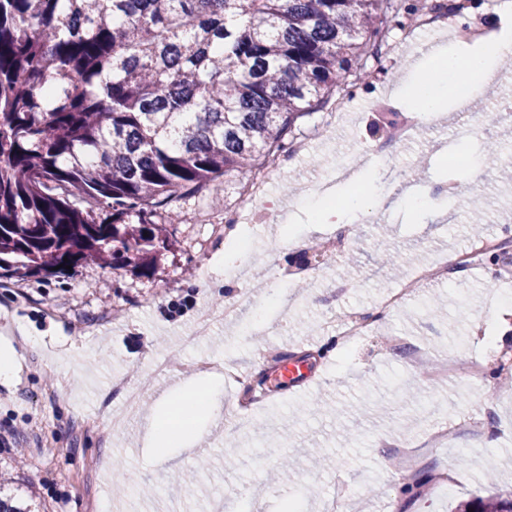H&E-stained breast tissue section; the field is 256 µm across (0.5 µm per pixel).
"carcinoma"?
Segmentation results:
<instances>
[{
	"label": "carcinoma",
	"instance_id": "1",
	"mask_svg": "<svg viewBox=\"0 0 512 512\" xmlns=\"http://www.w3.org/2000/svg\"><path fill=\"white\" fill-rule=\"evenodd\" d=\"M391 0H0V279L145 276L172 202L279 153ZM0 512H31L0 484ZM455 512H512V495Z\"/></svg>",
	"mask_w": 512,
	"mask_h": 512
}]
</instances>
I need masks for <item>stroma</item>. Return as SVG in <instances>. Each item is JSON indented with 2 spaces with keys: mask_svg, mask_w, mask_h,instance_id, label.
<instances>
[{
  "mask_svg": "<svg viewBox=\"0 0 512 512\" xmlns=\"http://www.w3.org/2000/svg\"><path fill=\"white\" fill-rule=\"evenodd\" d=\"M390 58L363 57L364 78L349 77L350 104L343 119L326 126L325 110L299 119L292 140L309 148L285 168L269 191L271 204L285 208L283 222L241 224L254 251L227 281L212 268L226 241L202 213L235 212L241 205L237 182L216 180L181 198L178 223L168 225L170 246L151 276L127 266L115 269L86 263L62 276L0 281V350L11 349L14 373L0 381V429L18 428L22 465L0 452V473L22 484L40 512H212L224 500V512H237L240 497L252 512H322L338 484L347 493L340 512H453L458 503L512 493V330L500 319L512 311V254L491 266H449L447 282L424 289L400 310L374 323L369 334L343 340L334 356L321 354L335 337L334 321L348 310L370 309L419 266L460 253L475 235L512 239V167L486 173L479 191L487 203L480 219L456 199L434 197L428 210L412 211L401 196L447 182L448 156L460 153L480 162L490 141L512 142V119L491 121L496 99L512 96V69L500 70L489 96L466 110L449 109L424 124L410 141L399 144L390 162L402 171L391 183H378L387 198L383 209L355 223L340 262L314 270L303 286L281 287L266 280L256 287V269L294 266L299 254L277 248L282 232L323 241L333 226L313 225L311 186L341 160H356L375 142L369 126L381 121L376 103L406 112L395 90L427 51L456 42L453 31L405 38L398 17L388 15ZM349 278L348 291L331 289ZM254 302L278 301L273 323L245 332L234 325L215 326L193 348L182 337L202 309L222 304L225 294ZM443 309H427L430 296ZM90 325L78 336L73 324ZM37 336L31 345L29 336ZM423 347L433 357L480 360L500 382L495 404L467 374L432 387L409 368L392 337ZM280 354L275 363L257 360L258 350ZM232 357L240 381L222 386L221 408L203 416V432L192 449L175 445L163 454L145 447L151 417H165L161 399L175 398L196 374L203 358ZM302 361L311 379L305 387L287 386L281 360ZM175 373L155 374L157 361ZM134 375L143 386L140 410L126 412L116 378ZM266 382L273 399L253 409L247 425L232 427L241 387ZM456 429L446 446L432 447L434 428ZM423 462L422 472L448 471L451 490H420L404 495L406 469L396 442Z\"/></svg>",
  "mask_w": 512,
  "mask_h": 512,
  "instance_id": "obj_1",
  "label": "stroma"
}]
</instances>
